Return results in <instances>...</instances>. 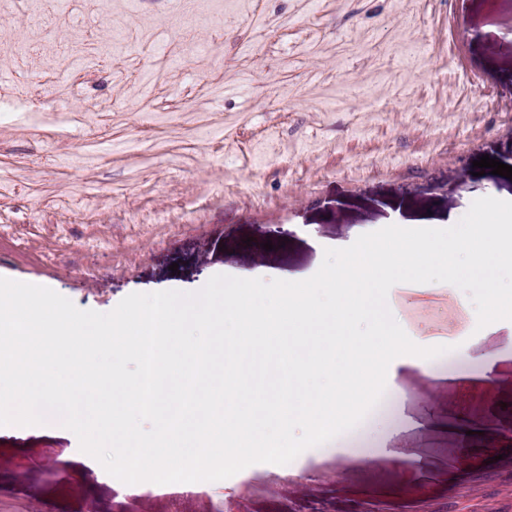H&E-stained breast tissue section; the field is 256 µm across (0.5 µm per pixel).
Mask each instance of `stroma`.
Instances as JSON below:
<instances>
[{
  "label": "stroma",
  "mask_w": 512,
  "mask_h": 512,
  "mask_svg": "<svg viewBox=\"0 0 512 512\" xmlns=\"http://www.w3.org/2000/svg\"><path fill=\"white\" fill-rule=\"evenodd\" d=\"M77 23L78 61L0 59V277L79 309L217 274L304 280L335 244L512 197L472 168L512 166V0H71L44 36ZM388 296L454 352L438 378L392 361L396 406L352 453L148 489L130 512H512V326L478 328L443 282ZM428 414L478 431L414 427ZM78 446L57 421L1 427L0 502L109 512L119 487Z\"/></svg>",
  "instance_id": "obj_1"
}]
</instances>
